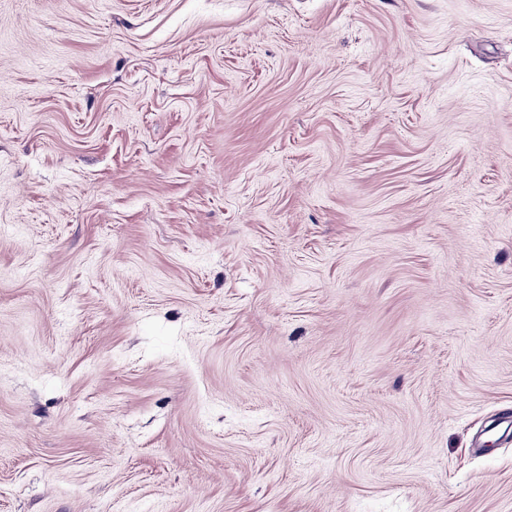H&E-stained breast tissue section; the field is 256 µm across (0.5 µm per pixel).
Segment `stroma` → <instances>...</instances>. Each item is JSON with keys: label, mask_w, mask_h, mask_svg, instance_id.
<instances>
[{"label": "stroma", "mask_w": 512, "mask_h": 512, "mask_svg": "<svg viewBox=\"0 0 512 512\" xmlns=\"http://www.w3.org/2000/svg\"><path fill=\"white\" fill-rule=\"evenodd\" d=\"M0 512H512V0H0Z\"/></svg>", "instance_id": "obj_1"}]
</instances>
